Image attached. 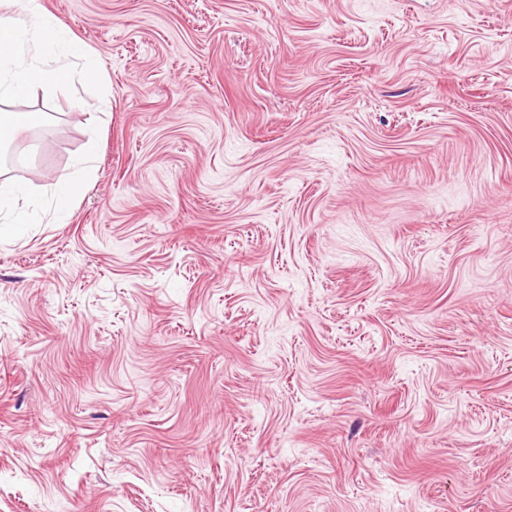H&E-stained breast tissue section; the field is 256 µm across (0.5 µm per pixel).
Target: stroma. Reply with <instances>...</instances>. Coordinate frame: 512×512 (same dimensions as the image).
<instances>
[{
    "instance_id": "1",
    "label": "stroma",
    "mask_w": 512,
    "mask_h": 512,
    "mask_svg": "<svg viewBox=\"0 0 512 512\" xmlns=\"http://www.w3.org/2000/svg\"><path fill=\"white\" fill-rule=\"evenodd\" d=\"M40 3L0 512H512V0ZM95 160V146L91 145L87 155L79 161L80 169L70 178L59 180L53 187V218L55 224H65L80 195L84 183V175Z\"/></svg>"
}]
</instances>
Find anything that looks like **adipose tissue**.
Wrapping results in <instances>:
<instances>
[{"instance_id": "1", "label": "adipose tissue", "mask_w": 512, "mask_h": 512, "mask_svg": "<svg viewBox=\"0 0 512 512\" xmlns=\"http://www.w3.org/2000/svg\"><path fill=\"white\" fill-rule=\"evenodd\" d=\"M54 50L59 63L48 66L44 49ZM102 78L92 52L71 39L62 25L43 9L39 0H26L19 18H0V149L8 146L22 126L9 106L28 97L36 88H60L72 82L98 83ZM87 153L75 175L57 181L53 187V218L67 223L80 195L84 173L94 161Z\"/></svg>"}]
</instances>
